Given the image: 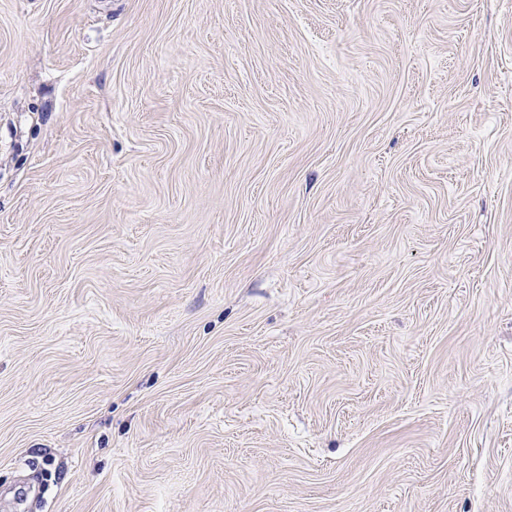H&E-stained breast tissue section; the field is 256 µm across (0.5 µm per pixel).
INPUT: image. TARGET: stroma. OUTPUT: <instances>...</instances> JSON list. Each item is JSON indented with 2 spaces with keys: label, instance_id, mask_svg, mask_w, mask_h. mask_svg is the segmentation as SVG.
Instances as JSON below:
<instances>
[{
  "label": "stroma",
  "instance_id": "stroma-1",
  "mask_svg": "<svg viewBox=\"0 0 512 512\" xmlns=\"http://www.w3.org/2000/svg\"><path fill=\"white\" fill-rule=\"evenodd\" d=\"M0 512H512V0H0Z\"/></svg>",
  "mask_w": 512,
  "mask_h": 512
}]
</instances>
